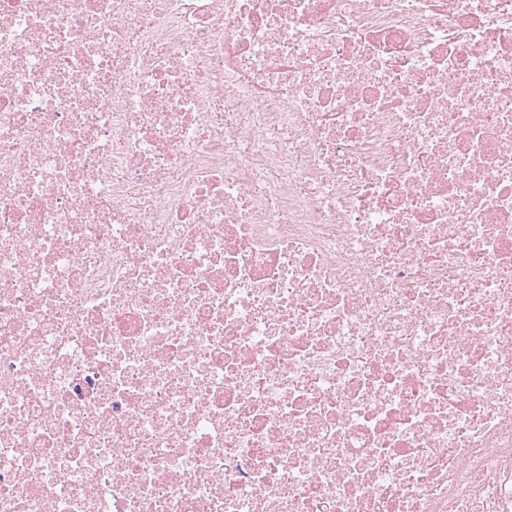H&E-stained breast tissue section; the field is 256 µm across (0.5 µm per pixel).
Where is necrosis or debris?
Instances as JSON below:
<instances>
[{"label": "necrosis or debris", "instance_id": "4bbe7bcc", "mask_svg": "<svg viewBox=\"0 0 512 512\" xmlns=\"http://www.w3.org/2000/svg\"><path fill=\"white\" fill-rule=\"evenodd\" d=\"M0 512H512V0H0Z\"/></svg>", "mask_w": 512, "mask_h": 512}]
</instances>
